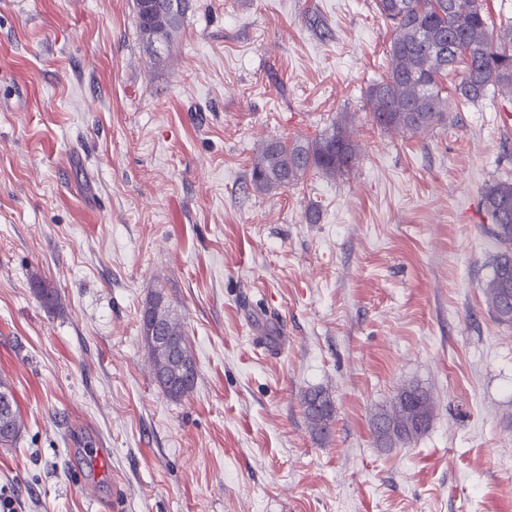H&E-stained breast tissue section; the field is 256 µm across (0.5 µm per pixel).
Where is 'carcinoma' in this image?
I'll return each instance as SVG.
<instances>
[{
    "label": "carcinoma",
    "mask_w": 512,
    "mask_h": 512,
    "mask_svg": "<svg viewBox=\"0 0 512 512\" xmlns=\"http://www.w3.org/2000/svg\"><path fill=\"white\" fill-rule=\"evenodd\" d=\"M187 0H134L137 26L146 43L167 45L178 30ZM378 13L391 24L389 71L382 81L370 85L365 102L373 122L386 131L417 132L445 120L444 79H460L453 93L465 102L482 98L488 87L512 94V31L501 38L489 34L482 0H375ZM356 144L346 121L312 139L267 141L259 148L250 175L259 192L285 189L308 173L334 177L351 170L358 160ZM481 207L496 236L504 244L493 262L491 277L483 285L486 304L495 320L512 326V182L497 181L480 192ZM158 316V335L165 349L146 341L157 384L174 399L195 387L197 371L188 350V337L179 320L161 308V300L150 302L142 314V327L152 325L148 316ZM182 355L191 367L165 371L167 354ZM9 429L0 435V445H12L20 435L23 420L12 403ZM303 411L314 431L329 435L335 407L329 394L317 389L303 397ZM432 413L429 393L419 386L404 387L391 408L374 416L376 440L385 447L406 444L426 431Z\"/></svg>",
    "instance_id": "obj_1"
}]
</instances>
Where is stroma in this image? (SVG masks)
<instances>
[{"label":"stroma","instance_id":"obj_1","mask_svg":"<svg viewBox=\"0 0 512 512\" xmlns=\"http://www.w3.org/2000/svg\"><path fill=\"white\" fill-rule=\"evenodd\" d=\"M391 37L374 0H189L166 47L134 0H0V380L24 421L0 512H512L480 204L512 180V97L381 130L364 93ZM342 115L353 169L255 190L265 141ZM157 296L196 363L180 399L142 336ZM407 384L430 426L378 447ZM303 411L314 432L328 436L335 415V407L329 394L323 389L306 393L303 397Z\"/></svg>","mask_w":512,"mask_h":512}]
</instances>
